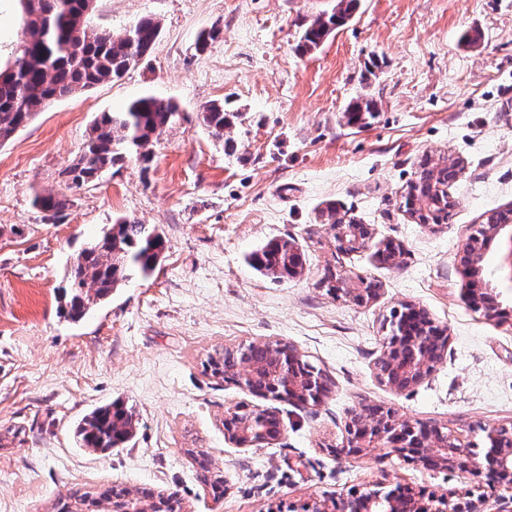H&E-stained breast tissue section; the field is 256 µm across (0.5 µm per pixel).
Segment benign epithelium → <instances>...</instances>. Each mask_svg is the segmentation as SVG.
Returning <instances> with one entry per match:
<instances>
[{
	"label": "benign epithelium",
	"instance_id": "benign-epithelium-1",
	"mask_svg": "<svg viewBox=\"0 0 512 512\" xmlns=\"http://www.w3.org/2000/svg\"><path fill=\"white\" fill-rule=\"evenodd\" d=\"M336 250L351 252L365 247L371 237L366 224H336L332 226ZM506 249V262L512 271V219L482 225L478 234L465 245V259L469 277L483 284L481 288L467 289V298L477 310L488 315L497 313L501 293L482 275L481 262L493 244ZM389 333L384 337L378 359V377L388 386L403 390L420 383L444 356L448 341L445 331L423 313L410 306L396 309L386 324ZM272 361L268 364H237L233 380L250 388L264 375L277 384L268 394L276 401L290 400L303 404L318 402L327 391V380L319 370L312 368L304 374L295 372L299 361L286 344H268ZM243 407L228 409L224 415V432L242 444H260L274 441L278 434L271 426L273 413H252L242 416ZM484 444L461 443L440 427L419 421L401 420L385 407L370 409L363 406L352 411L346 420V430L339 452L356 457L375 448H383L401 457L420 459L435 468L469 471L479 479L482 472L490 476L488 488L512 490V429L482 427ZM481 499L464 494L451 500L446 495L428 497L415 495L397 486L388 491L368 488L351 497L330 500L314 499L301 506V512H481ZM158 507H142L134 497L127 495L112 506V512H156Z\"/></svg>",
	"mask_w": 512,
	"mask_h": 512
}]
</instances>
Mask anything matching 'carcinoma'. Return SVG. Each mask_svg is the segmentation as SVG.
<instances>
[{"label":"carcinoma","instance_id":"obj_1","mask_svg":"<svg viewBox=\"0 0 512 512\" xmlns=\"http://www.w3.org/2000/svg\"><path fill=\"white\" fill-rule=\"evenodd\" d=\"M357 0H346L338 10L319 16L305 29L297 50L317 49L351 14ZM85 0H37L35 8L21 18L24 38L13 62L0 70V142L9 140L25 119L52 100L115 81L137 65L152 49L159 34L158 23L142 18L121 36L92 25ZM177 105L146 95L118 112H103L97 118L76 163L60 172L65 190L34 197L33 206L48 220H58L70 207L67 191L98 180L113 166L134 153L149 168L146 146L171 122ZM375 112V104L363 99L349 110L348 122H363ZM202 120L214 136H224L233 116L224 105L203 108ZM455 165L423 167L417 186L419 198L428 202L430 181L448 182ZM164 242L156 230L131 217H120L103 236L84 248L74 262L64 289V317L81 320L91 305L109 298L112 291L133 278H148L156 270ZM256 269L276 279H286L302 267V255L288 259V241L272 240L252 257ZM134 411L110 403L95 408L76 428L81 447L107 452L124 448L135 434ZM116 489L105 488L98 496L77 495L60 512H99L102 502L112 503Z\"/></svg>","mask_w":512,"mask_h":512}]
</instances>
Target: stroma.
Segmentation results:
<instances>
[{
  "instance_id": "35a3bbf8",
  "label": "stroma",
  "mask_w": 512,
  "mask_h": 512,
  "mask_svg": "<svg viewBox=\"0 0 512 512\" xmlns=\"http://www.w3.org/2000/svg\"><path fill=\"white\" fill-rule=\"evenodd\" d=\"M338 0H97L94 26L158 21L150 53L119 81L49 104L0 143V512H56L58 500L109 485L176 495L182 512H273L379 486L453 495L477 488L462 470L432 469L377 449L333 453L363 404L447 428L463 442L476 425H512V302L489 316L464 297V246L486 215L512 209V0H358L316 50L294 47ZM20 0H0V66L23 39ZM219 29L205 50L196 41ZM479 31L477 43L464 33ZM151 95L178 111L148 149L72 189L57 223L34 192L61 191L103 112ZM377 109L348 122L356 99ZM235 113L223 137L204 105ZM459 160L453 202L439 224H418L404 196L424 159ZM370 225L372 241L340 254L321 212ZM130 216L165 249L155 273L132 280L78 322L58 297L82 248ZM289 238L303 268L280 281L251 252ZM399 244L396 263L379 252ZM363 276L364 304L329 291L331 275ZM423 309L445 328L442 361L398 392L377 375L384 322ZM291 345L329 378L315 404L266 400L204 370L209 355L251 343ZM123 402L139 421L128 447H79L78 422ZM274 410L269 444L224 433L227 409ZM204 454L224 493L194 461Z\"/></svg>"
}]
</instances>
